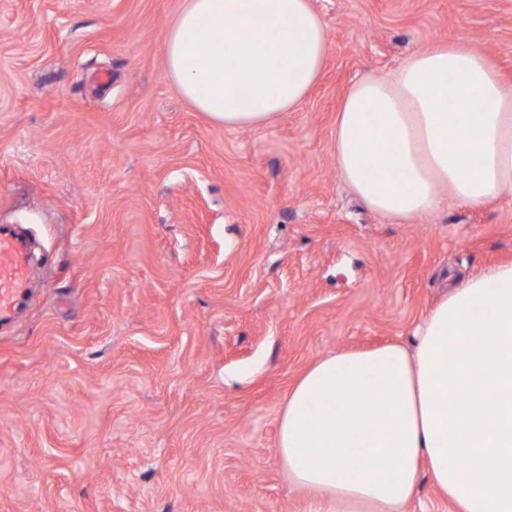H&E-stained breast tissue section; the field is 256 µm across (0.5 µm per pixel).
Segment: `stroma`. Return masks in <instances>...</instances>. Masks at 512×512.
Returning a JSON list of instances; mask_svg holds the SVG:
<instances>
[{"label":"stroma","instance_id":"1","mask_svg":"<svg viewBox=\"0 0 512 512\" xmlns=\"http://www.w3.org/2000/svg\"><path fill=\"white\" fill-rule=\"evenodd\" d=\"M312 3L305 102L227 129L167 73L182 0H0V227L32 253L0 320V512H304L276 449L298 377L512 262V195L385 218L333 145L352 82L435 43L512 83V0Z\"/></svg>","mask_w":512,"mask_h":512}]
</instances>
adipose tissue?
<instances>
[{
    "label": "adipose tissue",
    "instance_id": "ef3b65f1",
    "mask_svg": "<svg viewBox=\"0 0 512 512\" xmlns=\"http://www.w3.org/2000/svg\"><path fill=\"white\" fill-rule=\"evenodd\" d=\"M329 48L311 0H184L163 55L196 111L250 128L304 101ZM334 154L383 216L512 194V84L471 46L435 44L347 90ZM411 336L329 354L291 387L277 449L306 512H404L423 467L461 512H512V263L452 288Z\"/></svg>",
    "mask_w": 512,
    "mask_h": 512
}]
</instances>
